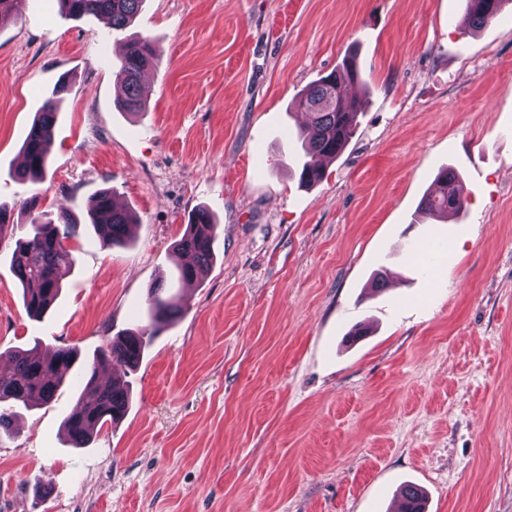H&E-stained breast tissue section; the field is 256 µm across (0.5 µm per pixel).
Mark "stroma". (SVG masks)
Wrapping results in <instances>:
<instances>
[{
	"instance_id": "1",
	"label": "stroma",
	"mask_w": 512,
	"mask_h": 512,
	"mask_svg": "<svg viewBox=\"0 0 512 512\" xmlns=\"http://www.w3.org/2000/svg\"><path fill=\"white\" fill-rule=\"evenodd\" d=\"M133 38L155 65L131 116L112 68ZM349 55L358 129L300 185L299 96ZM62 79L47 171L19 179ZM446 167L466 210L432 220L420 202ZM105 187L138 216L122 247L84 221ZM201 206L216 259L186 286L173 243ZM0 207V353L92 360L148 325L159 282L186 308L130 374L125 417L86 447L63 430L73 387L19 409L0 512H391L407 484L425 512H512L511 8L474 31L464 0H144L116 32L27 0L0 27ZM63 210L82 220L75 262L35 321L15 241ZM427 242L424 269L412 249ZM358 324L368 336L347 342Z\"/></svg>"
}]
</instances>
